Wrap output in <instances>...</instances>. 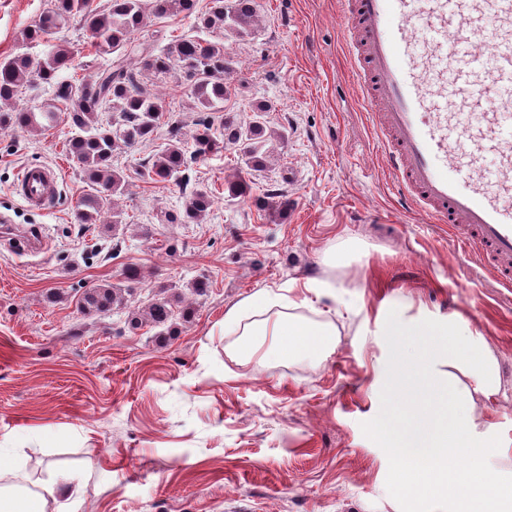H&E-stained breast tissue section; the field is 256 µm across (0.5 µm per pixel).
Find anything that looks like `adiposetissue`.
I'll return each mask as SVG.
<instances>
[{
    "instance_id": "adipose-tissue-1",
    "label": "adipose tissue",
    "mask_w": 512,
    "mask_h": 512,
    "mask_svg": "<svg viewBox=\"0 0 512 512\" xmlns=\"http://www.w3.org/2000/svg\"><path fill=\"white\" fill-rule=\"evenodd\" d=\"M277 305L286 310L293 302L261 291L228 310L224 333L242 339L232 349L234 356L261 354L266 336L278 337L277 350L284 357L332 350L333 323L301 321L285 312L267 319V311ZM425 334L413 350L397 352L387 373L398 395L412 392L427 404L407 425L386 418L377 427L402 463L396 479L416 496L447 501L448 512H512V483L489 473L508 448L484 416L501 391L499 360L458 316L426 328ZM74 480L73 472H57L38 492L1 484L0 512H49L50 504L66 499Z\"/></svg>"
}]
</instances>
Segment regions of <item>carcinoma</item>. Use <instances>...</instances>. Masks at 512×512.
I'll return each instance as SVG.
<instances>
[{
    "mask_svg": "<svg viewBox=\"0 0 512 512\" xmlns=\"http://www.w3.org/2000/svg\"><path fill=\"white\" fill-rule=\"evenodd\" d=\"M195 9V0H109L102 9L91 7L89 0H50L38 24L24 31L22 40H41L69 19L80 18L99 53L115 55L111 64L96 72L92 99L85 94L84 82L65 75L73 58L66 45L55 46L40 60L19 54L0 61V126L38 130L59 122L67 124L69 153L86 177L100 187L99 194L80 202V223H97L104 207L125 191L124 176L112 167L113 155L152 138L159 126L162 106L125 59L147 15L194 14L199 27L216 34L214 41L182 37L163 47H144L139 57L146 70L158 76L177 74L188 82L198 111H224V101L232 94L231 86L224 82V74L232 67L224 39L252 35L255 0H211L206 11L197 15ZM37 80L51 88L50 102L38 112L9 108ZM101 108L112 112V124L106 127L95 120ZM268 110L266 102H257L253 120L245 126L224 119V143L241 146L245 163L254 170L266 168L269 136L263 114ZM193 160L194 155L186 151L179 138V128L172 126L167 131V143L154 154L147 176L155 181L181 182ZM210 203L207 192L195 191L184 201L183 221L200 222ZM123 300L121 287L98 285L83 292L79 307L88 315H100L115 309ZM178 303L176 298H153L140 315L128 319V326L137 329L146 325L156 329L159 336H170L177 321L190 317L189 311L179 308Z\"/></svg>",
    "mask_w": 512,
    "mask_h": 512,
    "instance_id": "1",
    "label": "carcinoma"
}]
</instances>
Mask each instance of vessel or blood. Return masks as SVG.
<instances>
[{
  "mask_svg": "<svg viewBox=\"0 0 512 512\" xmlns=\"http://www.w3.org/2000/svg\"><path fill=\"white\" fill-rule=\"evenodd\" d=\"M340 36L361 107L393 172L398 204L448 225L492 280L512 288V0H339ZM498 157L483 164L484 152ZM61 176L30 163L14 184L34 212ZM41 249L37 226L12 224Z\"/></svg>",
  "mask_w": 512,
  "mask_h": 512,
  "instance_id": "vessel-or-blood-1",
  "label": "vessel or blood"
}]
</instances>
